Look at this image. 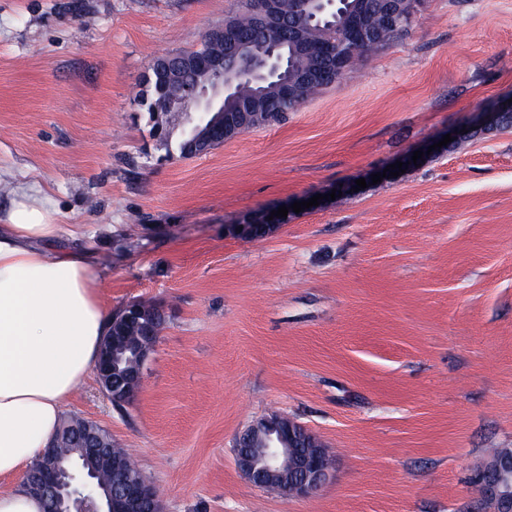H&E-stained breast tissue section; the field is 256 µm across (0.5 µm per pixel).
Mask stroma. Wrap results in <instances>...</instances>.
Masks as SVG:
<instances>
[{"mask_svg": "<svg viewBox=\"0 0 512 512\" xmlns=\"http://www.w3.org/2000/svg\"><path fill=\"white\" fill-rule=\"evenodd\" d=\"M233 7L0 0V206L39 181L66 216L51 248L91 252L105 306L167 315L131 405L91 375L63 415L131 449L164 512H493L477 474L512 448V130L428 147L512 96V0H427L285 123L169 157L150 67ZM317 194L274 234L224 231ZM274 413L334 453L317 494L238 469L237 437Z\"/></svg>", "mask_w": 512, "mask_h": 512, "instance_id": "1", "label": "stroma"}]
</instances>
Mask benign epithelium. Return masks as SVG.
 Returning <instances> with one entry per match:
<instances>
[{
  "label": "benign epithelium",
  "instance_id": "benign-epithelium-1",
  "mask_svg": "<svg viewBox=\"0 0 512 512\" xmlns=\"http://www.w3.org/2000/svg\"><path fill=\"white\" fill-rule=\"evenodd\" d=\"M258 27L275 26L281 22L279 0H261L254 16ZM224 41L225 52L236 56L244 50L237 30L218 31ZM207 74L201 82L182 88V97L173 101L171 111L182 127L192 131L207 120L213 112L224 114L227 126L231 118L246 116L224 112V98L232 96L235 80L224 79L219 64L210 61L198 64ZM280 69V58L267 53L248 71V76L260 84ZM484 128H499L512 119V102L504 101L490 112L484 113ZM284 223V218L273 217L255 224H235L227 231L238 237L252 236V230L268 234ZM143 316L140 305L130 304L112 316V324L126 325ZM158 339L150 332L140 338L136 371L127 374L137 383L134 391L118 388L112 383V353L103 347L102 357L94 367L102 391L116 406L130 404L142 387L143 369ZM82 456L95 460L103 456L96 438L91 433L79 434ZM235 458L240 471L255 486L275 488L287 498L307 497L317 492L331 477L333 458L323 444L302 424L280 415H271L250 426L235 445ZM484 478L479 480L483 497L494 505L495 512H512V454L498 455L485 465ZM25 485L29 491L46 496L51 501L50 512H163L162 503L152 481L145 475L136 478L125 475L107 483L92 469L86 472L67 471L57 446L53 445L39 459L36 467L27 473Z\"/></svg>",
  "mask_w": 512,
  "mask_h": 512
}]
</instances>
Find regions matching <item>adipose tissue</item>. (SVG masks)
Segmentation results:
<instances>
[{
    "label": "adipose tissue",
    "mask_w": 512,
    "mask_h": 512,
    "mask_svg": "<svg viewBox=\"0 0 512 512\" xmlns=\"http://www.w3.org/2000/svg\"><path fill=\"white\" fill-rule=\"evenodd\" d=\"M62 215L21 182L0 214V512H43L21 483L55 438L62 407L94 368L112 321L88 255L49 249Z\"/></svg>",
    "instance_id": "1"
}]
</instances>
